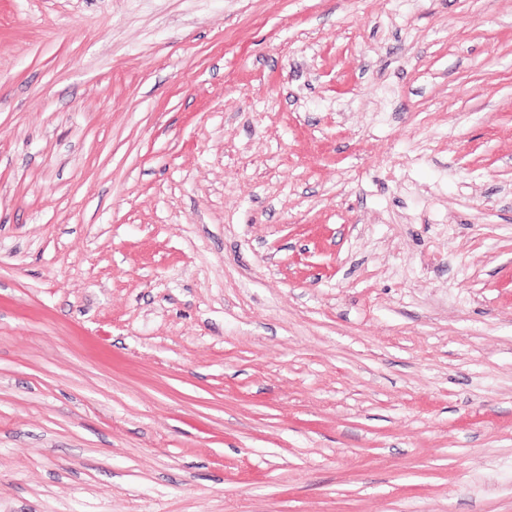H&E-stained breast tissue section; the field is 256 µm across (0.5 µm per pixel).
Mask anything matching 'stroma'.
Returning <instances> with one entry per match:
<instances>
[{
    "mask_svg": "<svg viewBox=\"0 0 512 512\" xmlns=\"http://www.w3.org/2000/svg\"><path fill=\"white\" fill-rule=\"evenodd\" d=\"M0 512H512V0H0Z\"/></svg>",
    "mask_w": 512,
    "mask_h": 512,
    "instance_id": "stroma-1",
    "label": "stroma"
}]
</instances>
